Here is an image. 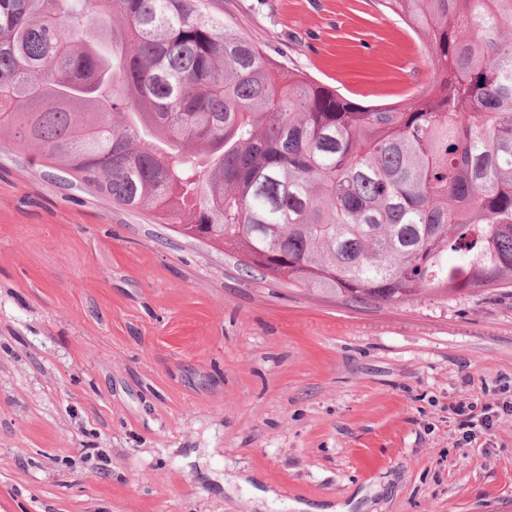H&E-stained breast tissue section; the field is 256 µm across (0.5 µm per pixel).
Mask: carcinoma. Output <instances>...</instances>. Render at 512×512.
<instances>
[{
  "label": "carcinoma",
  "instance_id": "obj_1",
  "mask_svg": "<svg viewBox=\"0 0 512 512\" xmlns=\"http://www.w3.org/2000/svg\"><path fill=\"white\" fill-rule=\"evenodd\" d=\"M433 79L363 106L206 0H0V132L351 306L512 288V0H385Z\"/></svg>",
  "mask_w": 512,
  "mask_h": 512
}]
</instances>
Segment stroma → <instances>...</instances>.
<instances>
[{
  "instance_id": "1",
  "label": "stroma",
  "mask_w": 512,
  "mask_h": 512,
  "mask_svg": "<svg viewBox=\"0 0 512 512\" xmlns=\"http://www.w3.org/2000/svg\"><path fill=\"white\" fill-rule=\"evenodd\" d=\"M362 105L427 84L384 0H213ZM512 289L353 307L63 186L0 134V512H512ZM477 405H460L454 412L460 416L459 426L461 429H466L465 432H471L473 428L478 425L483 428H490L493 424L494 418H498L499 413L509 414L512 412V397L498 402L493 408L492 406H482L479 412H475Z\"/></svg>"
}]
</instances>
